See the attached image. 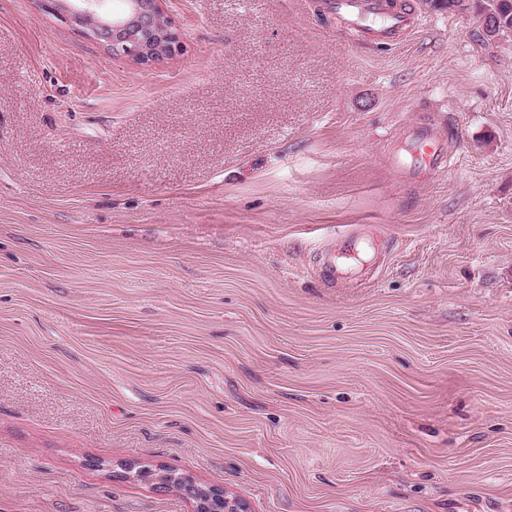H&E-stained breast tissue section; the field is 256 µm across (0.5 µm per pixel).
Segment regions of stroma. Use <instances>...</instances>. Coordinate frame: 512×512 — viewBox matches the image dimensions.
I'll use <instances>...</instances> for the list:
<instances>
[{
    "instance_id": "35a3bbf8",
    "label": "stroma",
    "mask_w": 512,
    "mask_h": 512,
    "mask_svg": "<svg viewBox=\"0 0 512 512\" xmlns=\"http://www.w3.org/2000/svg\"><path fill=\"white\" fill-rule=\"evenodd\" d=\"M396 2L366 45L325 0H163L143 66L0 0V512H193L129 462L249 512H512V35ZM420 145L419 161L425 169L434 170L443 162L440 150L441 133L436 129H428L423 132L418 140Z\"/></svg>"
}]
</instances>
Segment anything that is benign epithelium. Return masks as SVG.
Masks as SVG:
<instances>
[{
  "mask_svg": "<svg viewBox=\"0 0 512 512\" xmlns=\"http://www.w3.org/2000/svg\"><path fill=\"white\" fill-rule=\"evenodd\" d=\"M80 2V8H66L69 22L88 39L106 45L114 57L149 65L172 56L179 48L178 35L162 24L161 0H126V11L118 18L97 13L93 9L97 0ZM186 497L193 502L194 512H246L245 503L238 497L192 481Z\"/></svg>",
  "mask_w": 512,
  "mask_h": 512,
  "instance_id": "obj_1",
  "label": "benign epithelium"
}]
</instances>
